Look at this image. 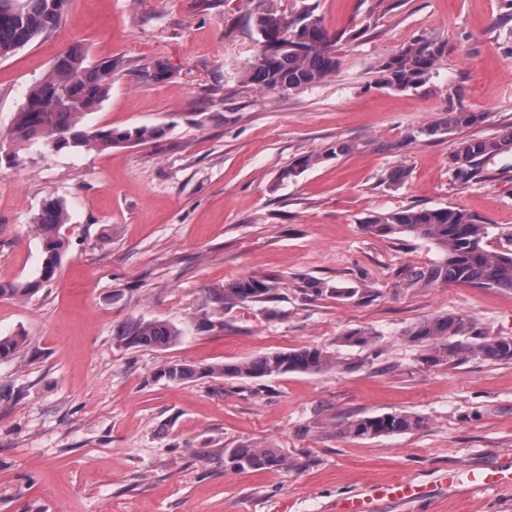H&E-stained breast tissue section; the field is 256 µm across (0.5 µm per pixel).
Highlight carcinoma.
Listing matches in <instances>:
<instances>
[{
	"label": "carcinoma",
	"instance_id": "obj_1",
	"mask_svg": "<svg viewBox=\"0 0 512 512\" xmlns=\"http://www.w3.org/2000/svg\"><path fill=\"white\" fill-rule=\"evenodd\" d=\"M67 0H0V58L52 31L61 21ZM263 8L253 18L262 49L243 71V79L266 92H286L307 88L334 76L340 68L336 42L341 33L331 34L305 7L291 16L279 10L275 0H262ZM448 54V42L423 38L396 53L375 61V84L401 90L423 86L437 63ZM117 62L92 63L79 44L57 56L42 79L30 87L26 100L16 113L9 148L0 145V161L17 165L18 153L27 144L44 143L54 149L77 151L104 150L128 144H146L158 139L162 130L154 127L133 129H97L88 131L83 117L95 111L108 97L112 73ZM147 81L163 82L171 78L165 64L155 61L141 71ZM483 112L447 108L434 121L416 130V134L436 136L458 127L485 121ZM512 149V129L493 138L466 139L452 156L457 177L469 180L479 161ZM64 202L46 201L34 220L42 242L43 262L40 279L26 283L0 284V297L24 296L51 281L60 268L66 242L61 229L67 223ZM375 236L407 234L434 241L445 253L439 264L417 275L428 284L461 282L483 288L512 290V252L486 248V225L461 208H405L380 213L364 224ZM275 291L268 278L248 276L224 286L217 292L222 304L264 302ZM129 347L165 348L174 343L181 331L163 321H139L118 332ZM409 341L423 348L422 360L429 366L462 361L471 355L512 361V336H492L454 314L441 315L410 327L404 332ZM341 342L366 347L373 335L362 330L344 333ZM333 359L316 347L302 346L288 351L263 354L245 361L200 367L184 360H168L153 377L171 383H187L198 378L224 377L261 379L287 372H320ZM421 421L406 413H386L347 420L339 427L346 438L364 439L412 431ZM286 464L274 449L242 446L224 449V468L231 471L269 470Z\"/></svg>",
	"mask_w": 512,
	"mask_h": 512
}]
</instances>
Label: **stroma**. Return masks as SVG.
<instances>
[{"label":"stroma","instance_id":"35a3bbf8","mask_svg":"<svg viewBox=\"0 0 512 512\" xmlns=\"http://www.w3.org/2000/svg\"><path fill=\"white\" fill-rule=\"evenodd\" d=\"M315 6L341 67L312 87L265 92L241 78L261 45L260 0H68L51 32L0 59V140L30 86L68 46L91 62L121 60L86 126L163 127L146 145L103 152L25 147L0 169V282L39 278L33 219L66 202L69 247L55 278L0 297V512H337L346 498L396 480L426 488L410 510L512 512V484L447 489L449 470L512 469V361L473 355L427 366L405 329L444 314L512 335V290L412 284L405 270L441 262L434 242L378 237L363 225L402 208L459 207L488 226L486 245L512 250V151L482 160L469 183L451 157L467 138L512 127V21L504 0H278ZM448 54L416 90L379 88L371 65L420 38ZM167 63L170 79H142ZM483 124L428 137L446 106ZM350 141L354 150L336 151ZM306 155L312 168L288 169ZM407 176L391 183L394 169ZM272 276L276 298L224 307L208 291ZM322 292L303 293L305 281ZM357 289L344 299L335 290ZM370 297H362L361 289ZM214 327H195L202 313ZM160 320L169 347H129L118 330ZM374 333L368 347L343 333ZM315 346L337 361L317 373L262 379L153 373L168 359L199 366ZM408 413L421 426L352 439L346 419ZM267 445L285 466L233 472L224 451Z\"/></svg>","mask_w":512,"mask_h":512}]
</instances>
